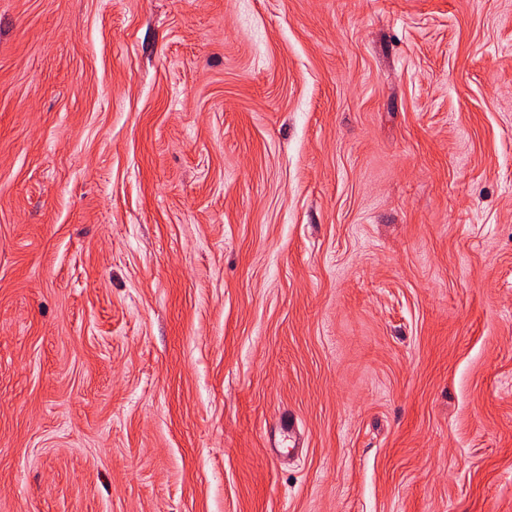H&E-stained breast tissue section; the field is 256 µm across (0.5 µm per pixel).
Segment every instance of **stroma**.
Listing matches in <instances>:
<instances>
[{
	"mask_svg": "<svg viewBox=\"0 0 512 512\" xmlns=\"http://www.w3.org/2000/svg\"><path fill=\"white\" fill-rule=\"evenodd\" d=\"M0 512H512V0H0Z\"/></svg>",
	"mask_w": 512,
	"mask_h": 512,
	"instance_id": "stroma-1",
	"label": "stroma"
}]
</instances>
